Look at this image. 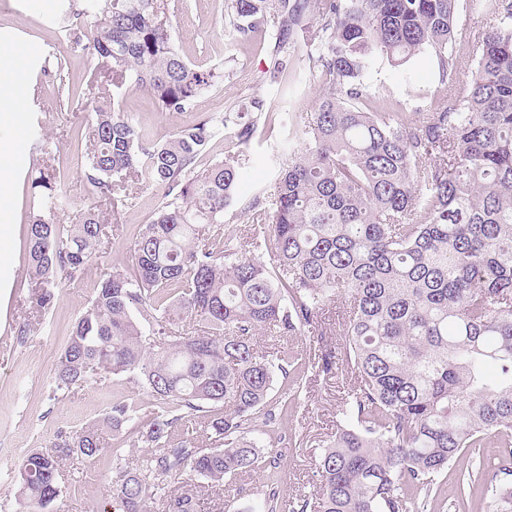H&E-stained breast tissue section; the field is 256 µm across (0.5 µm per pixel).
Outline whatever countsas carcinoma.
Segmentation results:
<instances>
[{
  "instance_id": "obj_1",
  "label": "carcinoma",
  "mask_w": 512,
  "mask_h": 512,
  "mask_svg": "<svg viewBox=\"0 0 512 512\" xmlns=\"http://www.w3.org/2000/svg\"><path fill=\"white\" fill-rule=\"evenodd\" d=\"M465 7L488 28L452 99L410 122L365 93L376 54L401 67L427 50L442 77L457 78ZM81 14L93 20L85 49L113 66L115 87L148 92L163 112H186L224 83V67L185 61L158 0H84ZM271 17L280 19L274 70L290 69L299 41L315 45L318 96L288 138L273 192L244 207L247 233L267 239L269 260L217 228L237 202L241 152L195 168L215 137L246 146L260 123L277 120L261 100L163 142L147 138L110 89L93 106L86 181L115 201L131 176L163 195L131 245L134 273L103 275L54 376L62 394L103 372L152 397L148 411L127 398L101 418L122 442L149 449L116 464L103 512H150L156 498L164 512H200L203 489L277 468L254 419H288L305 376L258 350L255 335L316 328L338 296L342 343L311 367L350 374L344 422L316 461L314 492L286 502L271 480L261 512H426L451 462L488 444L498 453L457 478L460 502L489 494L492 512H512V0H229L224 22L246 37ZM32 188L29 271L44 284L35 304L46 309L51 276L79 277L105 225L89 208L61 228L68 200L50 169ZM186 319L201 330L171 332ZM277 373L285 384L272 399ZM105 451L91 425L30 453L17 474L21 512H54L60 461Z\"/></svg>"
}]
</instances>
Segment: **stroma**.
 <instances>
[{"label": "stroma", "mask_w": 512, "mask_h": 512, "mask_svg": "<svg viewBox=\"0 0 512 512\" xmlns=\"http://www.w3.org/2000/svg\"><path fill=\"white\" fill-rule=\"evenodd\" d=\"M173 35L184 57L195 65L223 66L224 82L199 97L186 112L160 111L152 97L139 89L119 95L124 113L155 141L172 137L196 121L237 110L243 101L262 100L268 112H313L317 87L306 75L307 56L313 46L299 44L293 65L299 73L291 94L281 97L278 88L285 75L272 69L271 54L278 21L243 39H233L224 25V0H163ZM82 0H0V37L19 35L30 56L26 66L35 87L36 100L24 112L21 129L28 148L19 158V175L13 198L11 256L0 264V512H19L15 468L32 450L52 442L59 432H71L97 422L117 400L147 399L146 390L127 376L106 374L74 387L67 397L55 396L53 376L59 354L72 325L89 301L103 274L112 268H132L130 245L142 224L148 223L162 202L160 190L132 181L123 202L95 195L81 173L86 149L77 133L87 130L92 102L102 86L112 83V73L100 70L96 58L83 50L91 29L89 17L80 13ZM367 93L386 90L408 120H416L436 98L453 97L455 87L442 80L429 52L413 57L395 69L382 57H374L363 76ZM284 135L279 125L258 130L243 151L250 162L239 187L241 201L272 191L279 164L272 147ZM56 170L65 184L69 204L57 215L68 226L86 209H94L108 226V237L81 277L71 280L55 273L56 299L51 308L38 311L28 302L31 281L27 261V224L32 209L31 180L44 168ZM339 302H332L322 328L287 339L258 335L269 351H282L294 366H305L307 387L295 413L283 423L257 419L260 442L279 452L273 476L281 497L310 490L316 481L314 459L323 443L343 420V399L352 386L346 372L316 375L309 363L315 354L333 349L341 340L337 319ZM27 335H20V326ZM304 445L290 447L289 433ZM494 448H473L457 458L452 470L441 476L442 492L428 505L429 512H490L488 500L469 499L465 509L456 505V480L474 469L480 459L493 456ZM118 473L111 456L83 466L64 461L59 482L62 512H97ZM268 478L241 474L229 485L205 491L201 512H246L258 507Z\"/></svg>", "instance_id": "stroma-1"}]
</instances>
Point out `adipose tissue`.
Wrapping results in <instances>:
<instances>
[{"label": "adipose tissue", "instance_id": "adipose-tissue-1", "mask_svg": "<svg viewBox=\"0 0 512 512\" xmlns=\"http://www.w3.org/2000/svg\"><path fill=\"white\" fill-rule=\"evenodd\" d=\"M24 90L18 47L0 45V198L4 200L14 186V161L24 149L19 132Z\"/></svg>", "mask_w": 512, "mask_h": 512}]
</instances>
